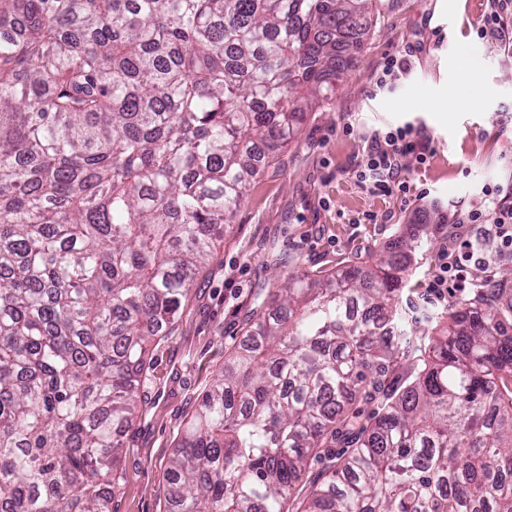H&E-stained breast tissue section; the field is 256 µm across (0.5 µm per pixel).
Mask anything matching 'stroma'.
Returning <instances> with one entry per match:
<instances>
[{
  "label": "stroma",
  "mask_w": 512,
  "mask_h": 512,
  "mask_svg": "<svg viewBox=\"0 0 512 512\" xmlns=\"http://www.w3.org/2000/svg\"><path fill=\"white\" fill-rule=\"evenodd\" d=\"M488 7L487 0H377L363 46L331 97L252 180L168 336L151 348L113 512H163L176 440L240 343L255 296L287 276L291 261L324 275L429 224L431 250L412 277L417 303L439 309L469 297L470 288L441 294L431 283L439 252L468 231L441 216L512 175V52L479 38ZM408 48L410 70L393 89H379L381 58ZM464 51L480 59L476 74L460 69ZM408 121L433 139L427 163L404 173L412 193H429V201L370 195L353 173L365 130Z\"/></svg>",
  "instance_id": "stroma-1"
}]
</instances>
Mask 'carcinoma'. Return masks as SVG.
<instances>
[{
    "mask_svg": "<svg viewBox=\"0 0 512 512\" xmlns=\"http://www.w3.org/2000/svg\"><path fill=\"white\" fill-rule=\"evenodd\" d=\"M373 2L0 0V512H112L151 342ZM427 228L260 298L171 512H512V268L424 332Z\"/></svg>",
    "mask_w": 512,
    "mask_h": 512,
    "instance_id": "cac0c4a2",
    "label": "carcinoma"
}]
</instances>
